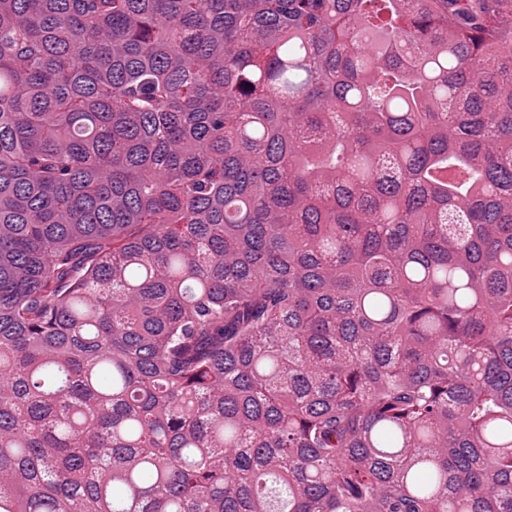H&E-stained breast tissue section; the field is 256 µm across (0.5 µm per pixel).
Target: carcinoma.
Segmentation results:
<instances>
[{
  "label": "carcinoma",
  "instance_id": "obj_1",
  "mask_svg": "<svg viewBox=\"0 0 512 512\" xmlns=\"http://www.w3.org/2000/svg\"><path fill=\"white\" fill-rule=\"evenodd\" d=\"M0 512H512V0H0Z\"/></svg>",
  "mask_w": 512,
  "mask_h": 512
}]
</instances>
